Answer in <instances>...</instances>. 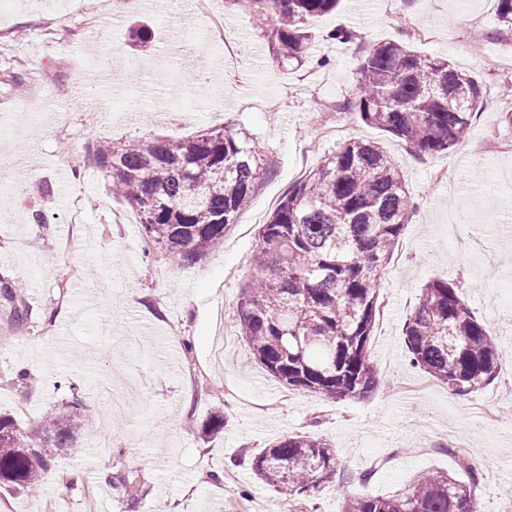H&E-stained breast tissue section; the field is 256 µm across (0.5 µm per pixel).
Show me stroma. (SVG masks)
Masks as SVG:
<instances>
[{
	"label": "stroma",
	"mask_w": 512,
	"mask_h": 512,
	"mask_svg": "<svg viewBox=\"0 0 512 512\" xmlns=\"http://www.w3.org/2000/svg\"><path fill=\"white\" fill-rule=\"evenodd\" d=\"M210 7L236 45L240 80L216 81L224 55L195 38L206 17L186 19L165 0L149 13L104 14L91 31L76 0L0 8V107L12 110L9 132L0 133V273L26 280L33 308L30 324L0 332V413L30 425L51 410L66 413L76 399L84 419L80 453L53 449L41 493L1 488L0 512H288L251 464L298 432L329 439L340 469L317 500L303 501L304 512H345L348 498L395 493L418 473H457L461 455L482 473L483 512H512V263L501 261L512 255V214L498 207L512 191V152L498 147L508 134L502 117L512 113V68L497 63L512 50V30L499 23L495 0H407L401 19L382 0H340L315 20L299 66L276 62L245 12L224 0ZM142 23L152 38L135 52L130 35ZM414 24L436 39L415 37ZM336 28L354 30L356 40H326ZM392 40L447 58L478 81L483 107L451 151L420 157L353 113L322 111V103L351 98L367 50ZM322 56L328 66H316ZM44 69L53 81L31 95L25 82ZM95 110L103 118L92 124L86 116ZM324 125L342 127L340 138L321 137ZM215 129L248 132L274 173L223 245L175 265L150 250L137 213L112 198L87 145ZM350 138L379 143L415 202L399 243L404 258L381 281L370 341L380 385L363 402L281 385L251 360L235 323L260 224ZM441 169L448 178L438 183ZM36 210L44 223L34 222ZM448 276L495 337L501 364L492 384L466 396L412 367L403 340L422 287ZM115 367L134 385L118 417L100 389ZM20 369L27 384L14 380ZM483 405L492 416L477 415ZM218 412L223 432L204 436ZM452 434L466 439L462 453L449 451ZM114 448L123 459L111 456ZM121 464L150 487L132 509L110 480ZM69 476L77 484L66 485Z\"/></svg>",
	"instance_id": "35a3bbf8"
}]
</instances>
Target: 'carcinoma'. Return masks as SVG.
<instances>
[{"label":"carcinoma","mask_w":512,"mask_h":512,"mask_svg":"<svg viewBox=\"0 0 512 512\" xmlns=\"http://www.w3.org/2000/svg\"><path fill=\"white\" fill-rule=\"evenodd\" d=\"M268 33L272 52L301 62L311 22L339 0H227ZM481 105L477 81L448 60L410 46L380 42L359 66L349 108L359 119L405 141L418 156L451 150L465 140ZM109 173L112 196L138 214L143 232L176 265L196 263L224 242L271 166L246 132L201 131L192 137L144 139L114 147L89 144ZM412 197L404 176L377 144L345 140L288 189L257 232L251 264L257 275L241 287L235 311L251 358L279 383L329 399L364 400L378 377L370 340L380 316L379 286L396 251ZM0 303L14 322L30 320L22 286L0 276ZM413 366L467 395L499 375L497 347L453 279H433L403 327ZM77 407L27 427L0 415V485L32 494L50 461L44 448L81 452ZM333 445L311 433L282 437L254 458L252 470L277 493L314 497L337 474ZM468 479L428 471L397 496L349 499L346 512H480L479 472ZM113 487L132 505L150 488L132 470Z\"/></svg>","instance_id":"cac0c4a2"}]
</instances>
